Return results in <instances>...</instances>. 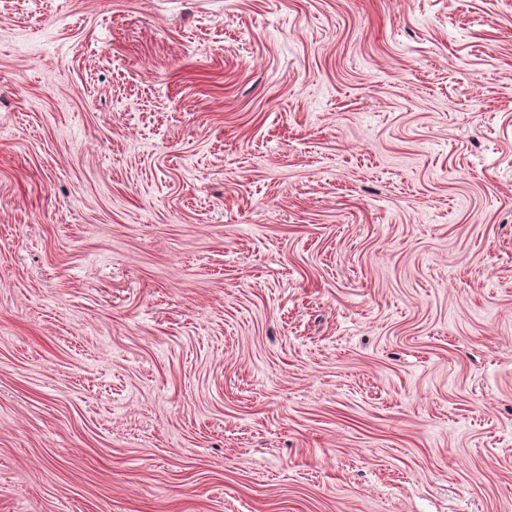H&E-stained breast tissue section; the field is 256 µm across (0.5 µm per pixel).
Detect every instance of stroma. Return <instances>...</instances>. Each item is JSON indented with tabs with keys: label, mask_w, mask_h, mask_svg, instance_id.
Instances as JSON below:
<instances>
[{
	"label": "stroma",
	"mask_w": 512,
	"mask_h": 512,
	"mask_svg": "<svg viewBox=\"0 0 512 512\" xmlns=\"http://www.w3.org/2000/svg\"><path fill=\"white\" fill-rule=\"evenodd\" d=\"M0 512H512V0H0Z\"/></svg>",
	"instance_id": "1"
}]
</instances>
